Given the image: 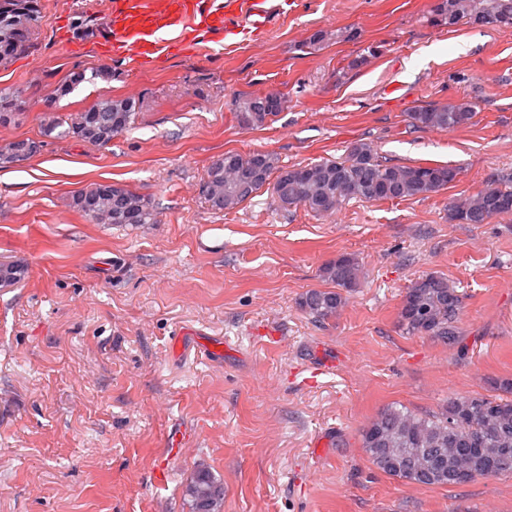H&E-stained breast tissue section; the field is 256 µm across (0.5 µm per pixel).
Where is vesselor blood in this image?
Returning a JSON list of instances; mask_svg holds the SVG:
<instances>
[{"label":"vessel or blood","mask_w":512,"mask_h":512,"mask_svg":"<svg viewBox=\"0 0 512 512\" xmlns=\"http://www.w3.org/2000/svg\"><path fill=\"white\" fill-rule=\"evenodd\" d=\"M283 10L279 0H224L214 9L203 0H116L108 45L142 66L175 47L193 51L203 31L230 43L241 34L263 41Z\"/></svg>","instance_id":"b4317fda"}]
</instances>
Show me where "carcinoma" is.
Returning <instances> with one entry per match:
<instances>
[{
    "label": "carcinoma",
    "mask_w": 512,
    "mask_h": 512,
    "mask_svg": "<svg viewBox=\"0 0 512 512\" xmlns=\"http://www.w3.org/2000/svg\"><path fill=\"white\" fill-rule=\"evenodd\" d=\"M38 0H0V65L9 63L27 42L38 20ZM470 24L478 22L512 28V0H439L433 22ZM77 71L58 85L49 100L54 102L87 80ZM263 96L235 100V117L242 126H259L273 112ZM18 100L0 92V124L15 121ZM136 115V103L128 98H102L83 111V128L54 115L45 117L44 133L57 138L74 137L94 146H106L127 131ZM471 102L420 109L409 114L417 128L456 129L471 122ZM35 142L15 140L0 147V165L28 160ZM454 169L444 166H397L379 162L370 144L356 142L345 157L285 168L271 153L242 155L224 153L206 171L205 200L216 210H230L252 198L270 179L281 184V205H302L323 215L350 200H393L428 196L451 182ZM72 205L83 216L97 211L106 224H152L155 213L144 196L116 183H96L72 196ZM512 215V176L493 173L476 194L456 201L451 219L460 224H488L495 217ZM26 267L12 262L0 267V285L20 282ZM358 259L343 255L326 264L324 278L333 285L327 290L311 289L300 306L318 322L333 319L360 284ZM434 280L438 287L428 288ZM461 297L457 289L438 275L416 279L405 292L398 314L401 329L410 336H427L444 345L459 342ZM500 394L477 393L455 396L432 414L418 415L388 407L361 430V447L382 473L427 486L457 484L455 474L469 470L483 476L502 449L512 455V380L499 383ZM189 512H221L224 483L202 464L185 487Z\"/></svg>",
    "instance_id": "obj_1"
}]
</instances>
